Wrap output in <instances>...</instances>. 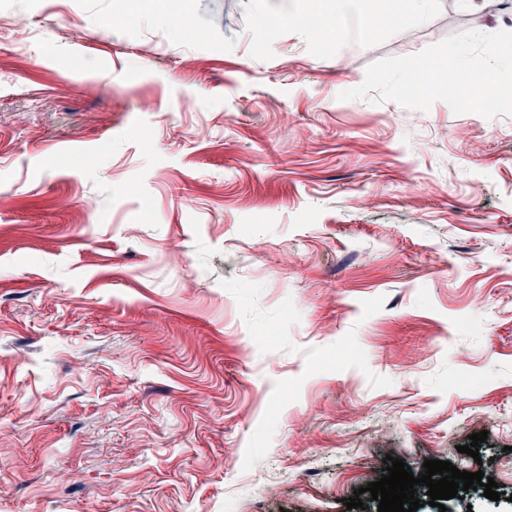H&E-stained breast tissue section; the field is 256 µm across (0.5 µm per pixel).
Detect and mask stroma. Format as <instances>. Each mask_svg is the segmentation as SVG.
Returning a JSON list of instances; mask_svg holds the SVG:
<instances>
[{"label":"stroma","mask_w":512,"mask_h":512,"mask_svg":"<svg viewBox=\"0 0 512 512\" xmlns=\"http://www.w3.org/2000/svg\"><path fill=\"white\" fill-rule=\"evenodd\" d=\"M464 2L0 0V512H348L388 455L512 512V105L404 95L512 86ZM485 86L481 90L470 86L468 80L460 79L455 74L448 72V80L442 89L448 91V95L463 104L479 107L483 112H498V95L495 91V83L491 78H485ZM475 100H478L475 103Z\"/></svg>","instance_id":"35a3bbf8"}]
</instances>
